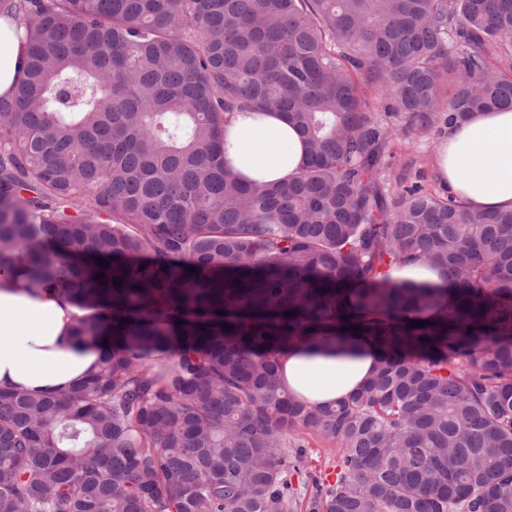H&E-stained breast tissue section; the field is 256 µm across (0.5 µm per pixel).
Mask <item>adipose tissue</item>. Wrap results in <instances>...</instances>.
Returning <instances> with one entry per match:
<instances>
[{"instance_id": "ef3b65f1", "label": "adipose tissue", "mask_w": 512, "mask_h": 512, "mask_svg": "<svg viewBox=\"0 0 512 512\" xmlns=\"http://www.w3.org/2000/svg\"><path fill=\"white\" fill-rule=\"evenodd\" d=\"M26 48L13 22L0 18V97L14 98ZM225 158L244 179L285 182L306 163L302 139L275 110L235 112L224 125ZM436 177L464 204L512 208V109L478 112L446 129L434 159ZM75 308L63 293L22 289L0 271V386L58 392L96 366L97 348L63 344ZM376 350L363 336L290 349L281 358L289 390L312 404L346 398L369 378Z\"/></svg>"}]
</instances>
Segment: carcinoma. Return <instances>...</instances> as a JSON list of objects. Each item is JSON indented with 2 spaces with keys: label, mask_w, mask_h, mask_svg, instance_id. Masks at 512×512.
Instances as JSON below:
<instances>
[{
  "label": "carcinoma",
  "mask_w": 512,
  "mask_h": 512,
  "mask_svg": "<svg viewBox=\"0 0 512 512\" xmlns=\"http://www.w3.org/2000/svg\"><path fill=\"white\" fill-rule=\"evenodd\" d=\"M0 17L28 39L0 98V269L67 294L66 342L100 350L65 391L0 387V512H296L300 431L339 443L311 512H512V208L389 197L396 131L365 94L429 135L512 109V0ZM256 108L302 138L284 183L224 161V114ZM414 261L445 287L392 277ZM356 327L368 382L331 406L290 396L283 351Z\"/></svg>",
  "instance_id": "cac0c4a2"
}]
</instances>
